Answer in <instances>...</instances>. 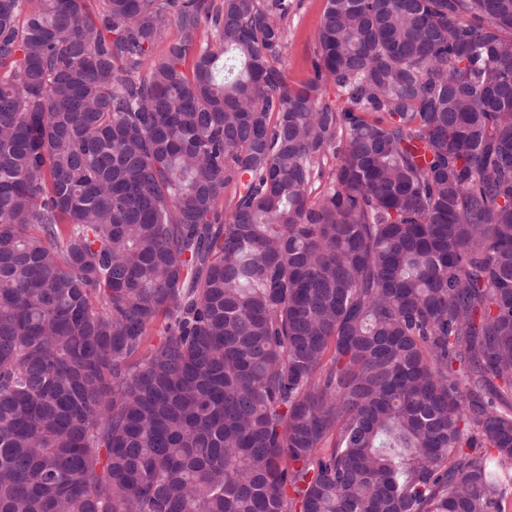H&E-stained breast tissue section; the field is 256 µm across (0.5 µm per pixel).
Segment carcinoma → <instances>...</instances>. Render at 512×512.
I'll list each match as a JSON object with an SVG mask.
<instances>
[{"mask_svg":"<svg viewBox=\"0 0 512 512\" xmlns=\"http://www.w3.org/2000/svg\"><path fill=\"white\" fill-rule=\"evenodd\" d=\"M289 10L0 0V512L512 502V0ZM286 20L288 32L280 68L289 86L305 82L318 46V30L326 0H291Z\"/></svg>","mask_w":512,"mask_h":512,"instance_id":"1","label":"carcinoma"}]
</instances>
